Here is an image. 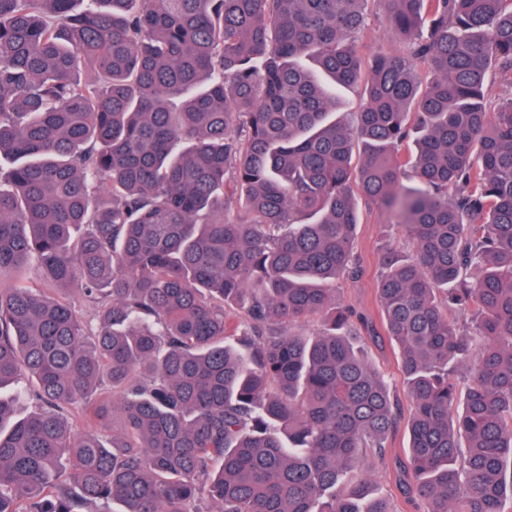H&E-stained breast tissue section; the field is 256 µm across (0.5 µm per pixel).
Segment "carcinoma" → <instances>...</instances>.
Segmentation results:
<instances>
[{
	"mask_svg": "<svg viewBox=\"0 0 512 512\" xmlns=\"http://www.w3.org/2000/svg\"><path fill=\"white\" fill-rule=\"evenodd\" d=\"M367 2L0 0V390L39 404L0 393V512H397L359 459L403 410L336 302L361 200L409 236L377 285L405 494L505 512L512 97L484 88L512 86V0H374L406 52L362 57ZM305 57L360 88L356 124Z\"/></svg>",
	"mask_w": 512,
	"mask_h": 512,
	"instance_id": "1",
	"label": "carcinoma"
}]
</instances>
